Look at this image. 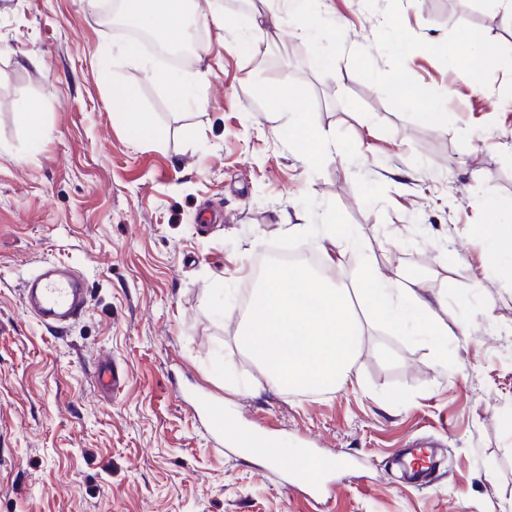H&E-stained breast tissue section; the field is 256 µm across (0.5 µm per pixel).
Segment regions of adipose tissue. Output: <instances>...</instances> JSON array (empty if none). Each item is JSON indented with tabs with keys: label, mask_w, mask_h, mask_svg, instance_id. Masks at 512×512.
I'll use <instances>...</instances> for the list:
<instances>
[{
	"label": "adipose tissue",
	"mask_w": 512,
	"mask_h": 512,
	"mask_svg": "<svg viewBox=\"0 0 512 512\" xmlns=\"http://www.w3.org/2000/svg\"><path fill=\"white\" fill-rule=\"evenodd\" d=\"M287 3L286 16L268 23L257 12L249 24L241 26L238 41L248 52L282 41L289 28L309 39L322 32L326 15L317 0ZM215 9L216 0H122L124 18L163 42H180L190 19ZM135 96L130 87L114 93V114L134 126L143 140L159 141L161 132L151 114L131 111ZM289 136L309 165L340 151L326 133L303 120L293 122ZM479 204L497 217L496 222L477 229L486 242L481 272L497 278L512 274V197L488 196ZM358 303L377 324L396 326L404 319L414 320L423 335L443 348L468 333L465 322L446 321L440 306L422 294L419 283L405 282L401 276L382 277L364 266L363 286L354 292L303 268L273 266L239 323L238 341L265 367L277 388L330 392L352 386L358 382L356 360L365 331L354 311Z\"/></svg>",
	"instance_id": "1"
}]
</instances>
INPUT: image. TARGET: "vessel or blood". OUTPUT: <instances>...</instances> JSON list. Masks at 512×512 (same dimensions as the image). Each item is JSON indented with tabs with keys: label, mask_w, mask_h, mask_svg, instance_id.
Returning <instances> with one entry per match:
<instances>
[{
	"label": "vessel or blood",
	"mask_w": 512,
	"mask_h": 512,
	"mask_svg": "<svg viewBox=\"0 0 512 512\" xmlns=\"http://www.w3.org/2000/svg\"><path fill=\"white\" fill-rule=\"evenodd\" d=\"M25 303L45 327L60 329L79 319L86 309V289L81 275L66 266L45 264L24 285ZM124 377L118 368L102 363L97 369L96 387L104 393L119 391ZM197 409L206 415L210 429L216 437L224 435V411L208 397H199ZM291 468L298 481L307 485H318L330 468L328 460L303 450Z\"/></svg>",
	"instance_id": "obj_1"
}]
</instances>
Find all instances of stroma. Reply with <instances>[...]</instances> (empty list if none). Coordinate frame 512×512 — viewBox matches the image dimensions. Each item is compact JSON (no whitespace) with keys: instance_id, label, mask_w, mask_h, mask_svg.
<instances>
[{"instance_id":"1","label":"stroma","mask_w":512,"mask_h":512,"mask_svg":"<svg viewBox=\"0 0 512 512\" xmlns=\"http://www.w3.org/2000/svg\"><path fill=\"white\" fill-rule=\"evenodd\" d=\"M112 0H0V512H512V285L479 274L491 222L481 196H512V75L472 88L430 52L405 67L447 93L452 126L414 121L354 70L374 48L377 0H322L346 54L336 79L311 65L308 41L243 52L222 19H250L219 0L200 21L199 54L173 65L105 20ZM402 21L442 42L460 23L512 49L498 0H413ZM207 71L198 107L170 106L165 79ZM297 87L293 108L348 155L308 167L286 120L270 122L271 86ZM162 130L148 143L111 107L116 86ZM40 105L39 130L27 123ZM352 231L342 281L363 262L401 271L439 299L469 335L437 359L423 336L366 327L361 383L291 393L238 344L236 305L267 250L320 254L328 220ZM84 278L88 306L62 332L43 327L22 288L43 262ZM127 376L111 398L94 390L98 361ZM222 403L282 448L334 460L321 504L286 490V474L215 444L194 410ZM436 451L426 485L403 478L409 444Z\"/></svg>"}]
</instances>
